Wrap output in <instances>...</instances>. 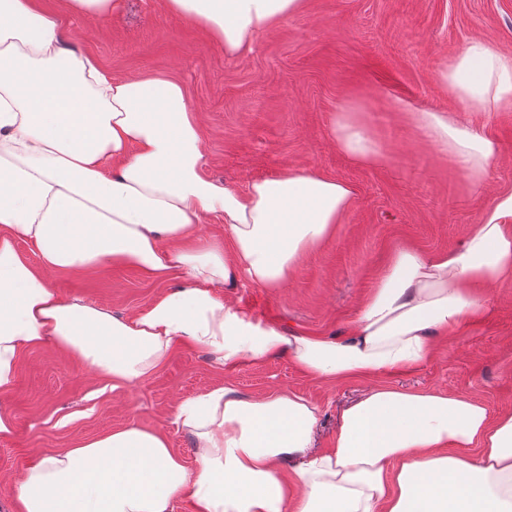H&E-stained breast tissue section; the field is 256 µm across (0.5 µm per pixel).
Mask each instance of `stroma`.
Instances as JSON below:
<instances>
[{
	"label": "stroma",
	"instance_id": "stroma-1",
	"mask_svg": "<svg viewBox=\"0 0 512 512\" xmlns=\"http://www.w3.org/2000/svg\"><path fill=\"white\" fill-rule=\"evenodd\" d=\"M305 2L253 52L229 57L202 27L170 12L167 0H121L102 18L70 11L67 0H41L72 42L113 76H167L184 84L208 176L242 191L253 180L299 168L352 187L354 204L342 223L302 256L281 287L220 292L285 334L343 338L400 248L425 254L453 248L499 193L512 190V112L463 107L437 81L442 63L472 39L512 52V0ZM348 99L364 104L360 118L388 150L387 165H360L337 150L336 107ZM397 99L458 114L494 137L501 145L497 168L473 185L394 108ZM49 283L63 298L128 315L179 278L115 264L54 273ZM479 297L475 317L456 335L436 339L430 359L391 377V384L467 396L494 414L512 410V281L480 289ZM225 384L249 397L283 390L318 404L317 451L330 447L342 411L369 387L312 378L285 353L221 368L193 346L176 347L147 379L116 386L46 342L22 352L13 391L0 395V411L13 421L12 433L0 437V512H13L18 476L42 457L131 423L162 431L170 448L193 462L175 410Z\"/></svg>",
	"mask_w": 512,
	"mask_h": 512
}]
</instances>
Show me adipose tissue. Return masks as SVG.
<instances>
[{
  "mask_svg": "<svg viewBox=\"0 0 512 512\" xmlns=\"http://www.w3.org/2000/svg\"><path fill=\"white\" fill-rule=\"evenodd\" d=\"M223 42L254 50L305 0H168ZM449 99L512 112V53L474 39L438 75ZM397 110L472 183L500 157L496 139L451 112ZM337 108L340 152L367 166L386 148ZM111 170H104V160ZM198 123L178 80L120 79L78 50L34 0H0V393L15 384L23 350L64 347L107 379L151 376L180 344L232 367L289 352L329 381L372 380L341 415L331 448L310 449L321 409L286 391L245 397L224 385L184 400L176 421L195 450L187 464L166 436L131 423L43 457L18 480V512H512V411L474 399L390 384L420 367L431 341L479 309L476 291L512 280V191L500 193L456 248L399 250L350 338L288 336L218 292L238 282L277 288L352 208L345 182L306 169L246 190L210 179ZM224 222L233 260L199 236ZM28 243L37 263L23 259ZM125 264L177 288L115 315L50 288L56 271ZM290 468H283V461Z\"/></svg>",
  "mask_w": 512,
  "mask_h": 512,
  "instance_id": "adipose-tissue-1",
  "label": "adipose tissue"
}]
</instances>
